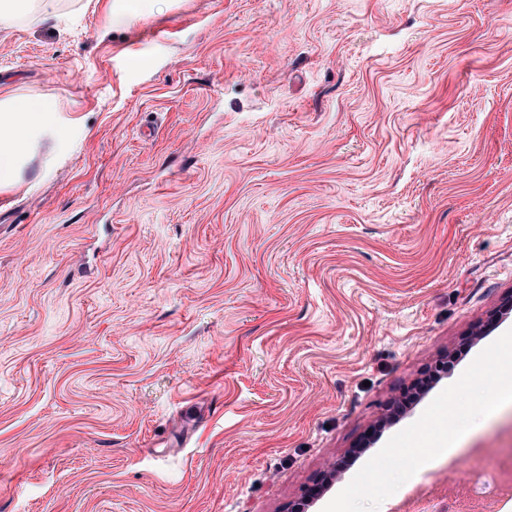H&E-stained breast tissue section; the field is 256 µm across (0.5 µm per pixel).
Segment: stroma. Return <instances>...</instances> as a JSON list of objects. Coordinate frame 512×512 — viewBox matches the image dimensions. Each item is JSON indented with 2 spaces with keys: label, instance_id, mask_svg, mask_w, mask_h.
<instances>
[{
  "label": "stroma",
  "instance_id": "35a3bbf8",
  "mask_svg": "<svg viewBox=\"0 0 512 512\" xmlns=\"http://www.w3.org/2000/svg\"><path fill=\"white\" fill-rule=\"evenodd\" d=\"M60 0L0 189V512H322L512 330V0ZM420 400L391 404L443 356ZM512 411L379 512H445ZM147 0H114L109 11L110 21L129 24L143 14V3ZM52 100L0 98V189L21 178L20 161L37 138L52 143L65 139L67 128L56 119Z\"/></svg>",
  "mask_w": 512,
  "mask_h": 512
}]
</instances>
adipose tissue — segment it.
I'll use <instances>...</instances> for the list:
<instances>
[{
  "instance_id": "obj_1",
  "label": "adipose tissue",
  "mask_w": 512,
  "mask_h": 512,
  "mask_svg": "<svg viewBox=\"0 0 512 512\" xmlns=\"http://www.w3.org/2000/svg\"><path fill=\"white\" fill-rule=\"evenodd\" d=\"M57 6L58 0H0V26L18 21L30 26L42 24ZM66 132L56 119L52 100L0 98V188L20 179V162L37 139L57 143L65 139Z\"/></svg>"
}]
</instances>
